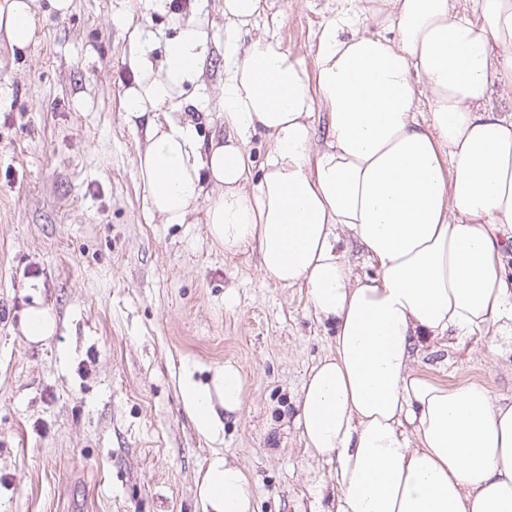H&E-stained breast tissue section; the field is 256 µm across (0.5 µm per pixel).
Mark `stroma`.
I'll return each instance as SVG.
<instances>
[{"instance_id": "stroma-1", "label": "stroma", "mask_w": 512, "mask_h": 512, "mask_svg": "<svg viewBox=\"0 0 512 512\" xmlns=\"http://www.w3.org/2000/svg\"><path fill=\"white\" fill-rule=\"evenodd\" d=\"M224 0H35L34 41L0 30V512H203L213 453L247 474L256 512H326L321 469L293 424L301 385L335 339L305 289L264 278L257 251L226 253L206 225L148 209L127 113L131 54L160 62L174 20L205 18L208 60L158 122L224 131V42L279 43L313 67L336 0H261L229 27ZM51 309L41 340L28 311ZM244 406L224 436L198 432L179 383L224 363ZM413 369L476 382L512 402V338L482 331L425 344Z\"/></svg>"}]
</instances>
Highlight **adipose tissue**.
<instances>
[{"instance_id":"ef3b65f1","label":"adipose tissue","mask_w":512,"mask_h":512,"mask_svg":"<svg viewBox=\"0 0 512 512\" xmlns=\"http://www.w3.org/2000/svg\"><path fill=\"white\" fill-rule=\"evenodd\" d=\"M319 37L313 68L279 44L227 40L226 138L201 143L192 122L151 123L137 174L151 211L185 224L203 212L225 252L257 246L264 276L305 289L335 347L310 370L295 423L328 465L335 512H512V403L477 383L449 386L413 372L424 342L498 325L512 330V114L484 108L512 84V0H386L379 34L344 36L356 0ZM33 0H0V28L27 46ZM160 67L131 56L127 108L142 117L173 100L207 58L206 24L177 22ZM327 107L326 132L315 115ZM269 138L251 184L244 149ZM220 191L200 204L204 183ZM356 242L376 269L354 275L337 250ZM197 430L224 429L216 405L239 411L238 369L213 385L185 378ZM207 512H254L251 485L225 456L201 478Z\"/></svg>"}]
</instances>
